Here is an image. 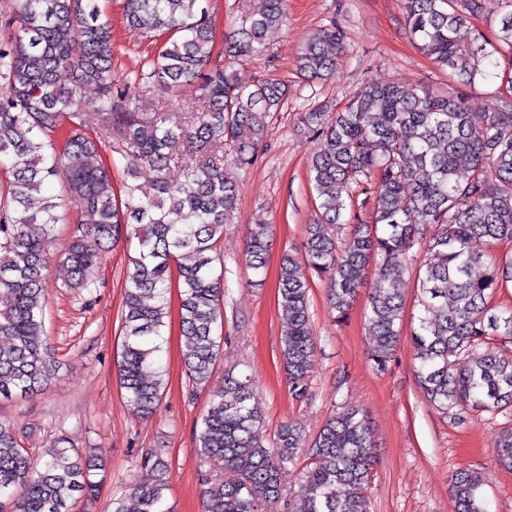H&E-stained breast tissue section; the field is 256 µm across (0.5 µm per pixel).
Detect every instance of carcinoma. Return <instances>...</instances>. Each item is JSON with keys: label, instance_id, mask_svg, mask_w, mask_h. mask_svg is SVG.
I'll return each mask as SVG.
<instances>
[{"label": "carcinoma", "instance_id": "1", "mask_svg": "<svg viewBox=\"0 0 512 512\" xmlns=\"http://www.w3.org/2000/svg\"><path fill=\"white\" fill-rule=\"evenodd\" d=\"M123 2L128 27L156 41V50L149 71L121 87L114 85L112 29L98 0H17L15 33L0 43V167L9 174L0 197V298L7 299L0 308V336L7 337L0 342V399L40 393L58 374L45 331L50 265L62 262L70 287L88 290L102 255L122 238L134 240L121 313L120 387L133 413L157 414L169 296L177 287L183 367L193 388H209L197 428L202 512H370L376 444L364 409L332 414L310 444L291 422L270 438L252 404L250 379L229 368L223 381L211 383L224 304L216 242L236 205V171L254 162L266 119L287 101L288 86L274 74L244 85L234 69L212 61L208 0ZM488 2L405 0L413 41L448 71V91L369 82L332 114L304 113L317 134L308 179L319 216L307 225L305 260L284 252L278 276L286 320L279 359L296 398L308 396L315 355L310 278L330 281V308L340 323L376 262L365 329L371 364L382 373L401 337L413 248L423 243L411 331L421 391L444 417L463 409L512 410V356L488 348L493 336L512 339V307L493 302L512 281V254L490 251L512 241V0H496L495 40L459 37ZM287 24V0H265L259 14L241 17L224 56L237 65L261 56L268 32ZM343 43L336 21L321 26L298 56L300 74L326 79ZM65 71L74 74L69 85L59 82ZM479 82L496 84L499 105L477 118L468 99ZM186 83L200 92L201 109L192 116L176 98ZM156 87L170 97L153 115L127 103L133 91L149 102ZM97 126L115 138L113 152L125 160L127 177L140 167L155 173L154 196L137 197L128 182L116 188L112 163L95 161L99 146L88 131ZM173 166L180 170L175 179ZM60 168L81 218L59 256L52 245L62 215L48 186ZM357 205L372 206V221L342 238L345 215ZM269 233L268 224L250 227L245 261L257 275L267 263ZM183 255L190 262L173 267ZM494 453L512 471V436ZM304 455L298 494L285 498L282 485ZM169 468L157 452L141 457L140 474L127 484L137 512H173ZM102 470V462L63 439L35 460L16 431L0 424V500L12 501L11 512H74L77 502L98 496ZM450 483L458 512H487L477 472L460 468Z\"/></svg>", "mask_w": 512, "mask_h": 512}]
</instances>
